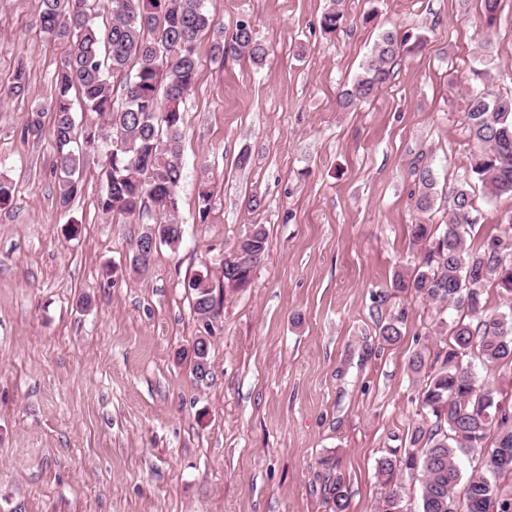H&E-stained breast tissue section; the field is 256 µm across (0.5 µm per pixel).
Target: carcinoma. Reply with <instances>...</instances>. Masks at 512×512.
<instances>
[{
	"instance_id": "1",
	"label": "carcinoma",
	"mask_w": 512,
	"mask_h": 512,
	"mask_svg": "<svg viewBox=\"0 0 512 512\" xmlns=\"http://www.w3.org/2000/svg\"><path fill=\"white\" fill-rule=\"evenodd\" d=\"M342 11L328 9L321 29L336 32ZM40 31L63 45L66 53L53 78L51 101L56 146L57 207L65 210L82 191L81 158L105 154V185L98 209L118 220L148 218L160 243L177 244L183 235L173 212L184 174V113L180 104L198 72L197 41L217 32L215 56L230 50L260 60L264 48L251 26L237 24L230 43L205 10L204 0H42ZM407 41L395 31L382 33L352 85L341 94L344 108L370 100L390 83L394 63ZM29 92L28 69L18 64L0 97ZM96 114L100 122L82 124L77 111ZM468 133L479 143L468 173L450 190L452 200L444 224H413L410 235L423 248L410 278L400 272L395 291L408 289L422 299L452 309V321L439 318L448 336L434 356L421 351L409 360L413 374L426 373L418 392L420 419L404 452L387 449L377 461L376 477L391 489L377 512H402L399 477L420 482V512H512V404L496 387L482 383L472 369L477 359L486 367L512 365V309L487 314V287L512 297V215L481 244L470 239L473 217L472 181L491 198L512 197V97L489 89L468 98ZM416 207L430 209L436 190L428 166L415 169ZM268 245L265 225L254 224L224 260V286L246 288ZM188 288L193 308L211 318L217 308L215 286L194 278ZM403 318L377 324L386 343L401 336ZM484 451L480 468L463 478L458 456ZM333 512H347L349 493L338 476L324 488Z\"/></svg>"
}]
</instances>
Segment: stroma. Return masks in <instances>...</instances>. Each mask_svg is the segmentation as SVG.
Masks as SVG:
<instances>
[{
    "label": "stroma",
    "mask_w": 512,
    "mask_h": 512,
    "mask_svg": "<svg viewBox=\"0 0 512 512\" xmlns=\"http://www.w3.org/2000/svg\"><path fill=\"white\" fill-rule=\"evenodd\" d=\"M330 5L204 0L225 34L249 22L267 55L218 59L201 38L182 105L183 237L139 276L129 261L147 226L98 209L102 156L58 208L52 118L21 130L52 99L63 48L39 31L41 0H0V81L21 61L30 74L27 96L0 100V178L14 188L0 205V512H332L324 485L338 475L347 512H375V462L419 419L408 360L440 340L435 304L390 282L418 264L409 225L444 222L479 149L466 112L481 73L512 96V0L489 31L483 0H343L329 35ZM388 29L422 50L398 57L370 102L340 108ZM417 162L440 190L427 212ZM473 204L476 243L512 215V197L478 185ZM251 224L268 247L249 287L216 288L201 380L189 352L205 325L187 284L218 273ZM400 313V339L383 342L378 323Z\"/></svg>",
    "instance_id": "obj_1"
}]
</instances>
